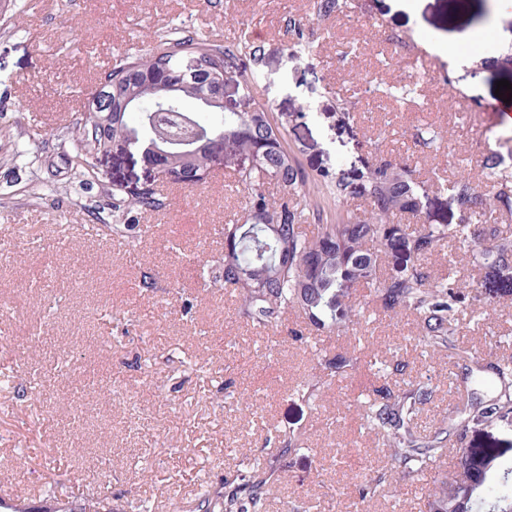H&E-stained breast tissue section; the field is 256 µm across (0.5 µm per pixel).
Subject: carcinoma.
<instances>
[{"label": "carcinoma", "instance_id": "obj_1", "mask_svg": "<svg viewBox=\"0 0 512 512\" xmlns=\"http://www.w3.org/2000/svg\"><path fill=\"white\" fill-rule=\"evenodd\" d=\"M343 0H313L312 12L288 18L291 48H308L305 31L309 17L323 22L343 11ZM239 61L236 69L245 87H250L261 59L258 46L225 47L210 44L178 27L160 39L153 51L127 57L98 77L96 86L116 101L131 94L147 108L158 88L177 89L178 102L194 103L204 86L196 70L211 75L215 92L224 84L228 60ZM166 131L157 160L165 175L129 190L121 183L104 186L112 199V236L132 248L138 246L142 229L139 216L168 207L161 185L190 187V180L204 185L210 179L209 147L188 148L191 139L217 128L224 143L250 157L252 165L238 171L235 182L244 199L243 220L222 225L224 254L205 260L202 275L210 288H230L237 314L256 330H270L289 312L305 316L318 331L344 333L358 325L366 305L350 301V289L360 284L374 289L375 301L386 313H410L418 320V339L430 355L456 349L459 314L477 297L464 293L452 278H435L427 261L445 242L467 249L472 263L483 264L502 284L503 294L512 293V235L497 224H479L488 210L512 215V181L496 178L500 157L490 153L483 160L481 179H454L438 184L458 206L454 224H404L397 216L422 213L426 182L420 180L410 159L381 158L361 171L307 172L284 145V126L264 105H248L243 112H225L213 128L186 112L191 127L172 130L165 112H86L78 122L66 169L81 186L100 181L98 156L131 145V136L149 138L146 117ZM131 147L137 149L139 144ZM274 185L278 196L267 193ZM494 375V395L476 402L456 390L453 415L440 419L435 430L418 429L420 406L430 401L434 390L424 381L409 382L400 392L389 386L375 388L358 400L359 416L382 440V456L388 476L401 482L425 474L448 454L455 458V475L437 480L425 495L424 512H512V469L493 483L475 455L463 447L470 428L512 414V357L483 363L471 360L465 377L485 372ZM335 381V374L314 376L296 386L295 393L315 407L319 394ZM275 439L284 447L305 449L301 433L279 430ZM270 475L256 459L224 489L207 486L198 492L203 512H263ZM381 481L358 484L361 502L380 492ZM46 512H112L100 498L64 502L48 495L42 499ZM34 500L0 497V512H30Z\"/></svg>", "mask_w": 512, "mask_h": 512}]
</instances>
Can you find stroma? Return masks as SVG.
<instances>
[{
    "label": "stroma",
    "instance_id": "stroma-1",
    "mask_svg": "<svg viewBox=\"0 0 512 512\" xmlns=\"http://www.w3.org/2000/svg\"><path fill=\"white\" fill-rule=\"evenodd\" d=\"M0 0V494L106 499L112 512H198L199 485L222 487L253 458L272 468L266 512H420L432 480L454 470L452 457L423 478L391 484L359 503L355 483L383 466L378 439L354 404L373 388L399 386L371 358L402 359L435 392L417 422L433 429L451 408L449 381L461 371L424 355L411 315L371 312L356 334H312L316 351L291 337L288 315L258 332L235 311L231 289L205 286L201 259L220 257L215 230L242 214L233 183L249 161L217 153L215 176L187 195L172 191L166 215H143L149 234L131 249L110 230L93 232L99 188L68 181L65 158L75 122L97 76L142 55L159 35L184 25L207 42L261 46L257 101L284 126L288 150L311 173L362 169L413 144L416 128L443 130L455 161L427 150L421 178L481 173L497 153V177L512 180V117L495 89L512 82V0H349L337 17L308 30L317 47L290 57L289 13L308 0ZM398 36L384 44L375 32ZM490 37L474 60L448 67V43ZM419 74L407 101L364 93L365 72L391 81L395 69ZM39 157L37 172L16 148ZM98 167L128 186L150 178L140 154L108 155ZM57 191L25 193L32 176ZM436 277L457 276L477 295L484 317L460 318L458 345L493 360L512 357V296L489 293L466 250L447 243L428 261ZM156 286H141L143 273ZM337 369L318 410L295 386ZM304 433L306 450L268 445L275 428ZM466 447L494 448L490 473L512 467V416L470 429Z\"/></svg>",
    "mask_w": 512,
    "mask_h": 512
}]
</instances>
